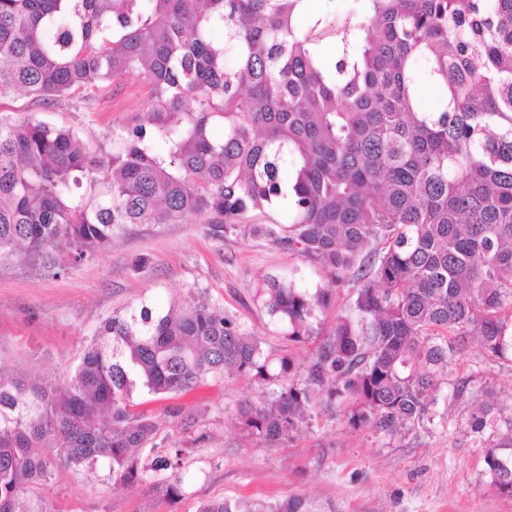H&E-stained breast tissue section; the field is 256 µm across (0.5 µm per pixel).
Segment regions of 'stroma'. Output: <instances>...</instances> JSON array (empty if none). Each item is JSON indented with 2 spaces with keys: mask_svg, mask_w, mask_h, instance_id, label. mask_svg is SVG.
Masks as SVG:
<instances>
[{
  "mask_svg": "<svg viewBox=\"0 0 512 512\" xmlns=\"http://www.w3.org/2000/svg\"><path fill=\"white\" fill-rule=\"evenodd\" d=\"M149 92L143 77L125 75L46 108L18 95L0 109L73 128L91 150L108 151L112 130L136 125ZM139 256L149 265L138 273L132 262ZM271 277L310 289L329 285L310 260L265 239L213 233L198 217L128 225L108 249L60 276L20 256L2 259L0 370L63 388L102 320L143 300L199 296L223 308L265 353L306 366L313 344L289 341L254 296ZM469 376L493 385L501 407L512 410V363L489 356L474 339L440 376L431 419L407 435L352 427L337 408L314 412L294 438L271 447L245 438L236 425L238 404L263 391L244 376L210 375L176 397L175 405L197 418L187 431L167 418L165 401L138 394L142 410L164 421L144 462L182 447V470L152 471L123 487L104 465L59 463L23 496L30 512H196L204 501L294 498L307 512H512V498L486 484L483 451L461 423L463 402L453 398L454 385ZM175 483L181 486L177 497L170 492Z\"/></svg>",
  "mask_w": 512,
  "mask_h": 512,
  "instance_id": "obj_1",
  "label": "stroma"
}]
</instances>
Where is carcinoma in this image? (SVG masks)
<instances>
[{
    "label": "carcinoma",
    "mask_w": 512,
    "mask_h": 512,
    "mask_svg": "<svg viewBox=\"0 0 512 512\" xmlns=\"http://www.w3.org/2000/svg\"><path fill=\"white\" fill-rule=\"evenodd\" d=\"M305 2L0 0V101L22 91L49 105L127 73L151 86L110 153L0 113V257L60 275L129 224L195 214L219 233L281 203L288 223L252 232L352 283L343 306L332 288L256 290L288 340L315 344L302 370L192 298L105 319L62 389L0 376V512H27L22 492L49 478L50 448L75 466L107 461L124 485L181 468V448L143 464L160 424L135 410L138 390L172 396L224 372L274 385L237 411L246 436L273 445L338 404L354 427L411 430L472 336L512 363V0H325L307 30ZM421 63L444 90L431 110L418 104ZM471 382L454 392L489 485L512 497V414Z\"/></svg>",
    "instance_id": "obj_1"
}]
</instances>
